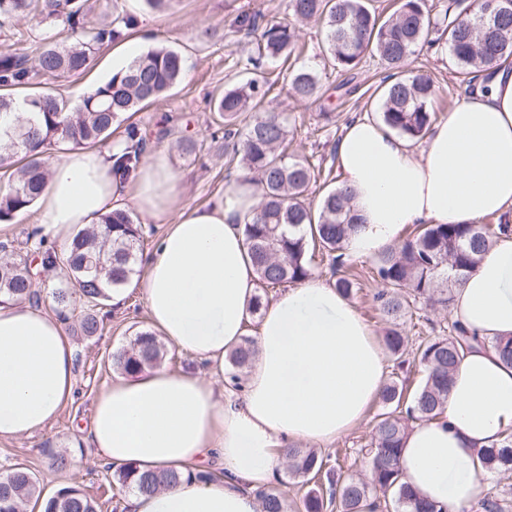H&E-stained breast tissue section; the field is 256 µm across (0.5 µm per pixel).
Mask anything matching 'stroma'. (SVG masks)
Listing matches in <instances>:
<instances>
[{
  "mask_svg": "<svg viewBox=\"0 0 512 512\" xmlns=\"http://www.w3.org/2000/svg\"><path fill=\"white\" fill-rule=\"evenodd\" d=\"M288 0H173L169 9L155 12L143 0H100V10L135 16L138 26L152 27L156 36L152 43H141L139 52L149 46H168L184 59L183 80L159 102L132 115L147 134H155L159 125H167L170 134L160 142L174 172L180 177L184 199L192 205H211L224 196L226 188L239 174L238 168H227L223 136L215 135V114L211 101L215 92L244 77L238 66L252 49L253 36L235 31L234 21L244 12H260L266 21L282 20ZM45 23L31 17L14 18L0 23V48L20 50L36 56L42 45ZM305 49L298 65L318 69L322 90L319 98L298 101L291 98L284 84L271 85L266 101L269 108L289 119L290 153L329 168L336 141L349 121L369 116L376 111V88L385 75L380 60L365 57L354 80L355 91H348L346 77L336 69L324 66L321 27L307 26L303 33ZM119 55L113 46H105L96 55L91 69L81 78L39 80V88L60 94L77 103L84 86L99 85L118 70ZM408 68L428 73L434 82L433 106L439 117H446L461 101L463 79L445 47L417 51L407 62ZM190 136L197 150L186 153L177 142ZM373 257L354 256L351 272L364 283L351 302L371 325L376 338H384L390 327L376 309L374 294L377 283L368 272ZM451 317L444 308L414 305L412 313L402 320V328L412 345L448 335ZM149 320L141 289H133L120 304L110 306L101 335L86 340L75 338L76 391L59 416L43 429L30 435L0 441V468L24 463L35 469L41 479L44 495L61 486L75 484L88 495L104 499L103 512H130L129 491L112 485L107 471L87 440L91 404L95 396L111 384L116 372L112 355L128 346L136 332L148 329ZM380 404H373L363 421L349 434L319 447L318 453L328 466L346 474H362L363 461L358 454L371 440ZM66 451L71 465L65 471L52 466L56 451Z\"/></svg>",
  "mask_w": 512,
  "mask_h": 512,
  "instance_id": "stroma-1",
  "label": "stroma"
}]
</instances>
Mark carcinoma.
Instances as JSON below:
<instances>
[{"mask_svg":"<svg viewBox=\"0 0 512 512\" xmlns=\"http://www.w3.org/2000/svg\"><path fill=\"white\" fill-rule=\"evenodd\" d=\"M98 0H0V19L39 16L70 31L71 42L45 39L42 51L32 60L25 53L0 50V115L13 109L16 93L28 90L40 75L72 77L85 73L101 47L123 36L134 25L131 16L100 13L94 25L87 17ZM289 18L262 25L258 13L240 14L237 30L261 31L255 51L246 58L245 69L258 71L270 61L288 60L301 50V24H321L323 49L337 69H358L365 55L385 65L381 81L379 118L386 127L417 143L437 122L431 78L404 69L429 30L440 31L461 70L469 76L501 59L512 58V0H448L442 14H432L427 0H398V6L380 20L369 0H288ZM183 77L181 54L158 47L140 55L131 64L99 85L96 92L75 106L63 97L43 92L25 96L30 116L6 126L0 124V172L7 182L0 187V224L28 210L44 188L50 164L49 146L90 147L104 145L124 116L140 111L163 97ZM291 95L300 101L318 95V73L310 67L284 69ZM267 95L256 79L239 81L213 99V111L224 123V139L232 142L227 164L252 175L261 190V201L245 224L243 235L261 284L280 286L301 283L312 276L311 261L320 249L330 261L335 287L351 296L362 283L347 267V240L363 227L353 209L349 191L334 186L324 191L317 211L306 204L308 191L317 181L316 167L307 159L286 151L287 119L263 108ZM147 143L138 125H125L122 144L111 155L112 172L123 181L133 180L143 164ZM512 230L498 222L489 224H425L399 245L379 252L370 279L382 285L374 294L380 313L400 318L410 312L402 291L427 304L450 302L453 287L471 273L494 237ZM143 226L125 210L101 217L98 224L79 231L67 249L59 253L43 238L30 236L26 254L6 241L0 242V303L28 301L38 305L39 272L64 266L70 286L51 293L54 307L68 320L74 299L85 314L79 323L82 335L93 337L103 330L101 315L112 289L123 287L135 273L142 251ZM408 337L397 330L385 336V345L403 368ZM469 348L463 330L452 324L451 334L427 340L418 347V359L426 375L411 397L404 382L394 376L380 395L370 447L361 449L372 461L371 478L363 480L324 469L323 459L311 449L288 452L289 473L314 484L304 499L305 512H377L393 507L396 512H448L447 507L420 497L400 481V452L413 420H432L448 400L453 372ZM255 355L254 343L246 338L230 355L231 365L242 370ZM166 348L147 331L135 334L130 347L112 355V365L122 374L140 372L162 364ZM489 471H512V434L499 445L481 453ZM213 472L179 473L174 470H140L126 466L112 474L116 484L135 493L151 494L186 478L210 480ZM40 479L25 464L0 472V512H25L33 498H41ZM261 512H288V501L277 489L257 492ZM43 512H98V504L79 486L60 487L42 498ZM483 512H509L512 498L484 497L477 503Z\"/></svg>","mask_w":512,"mask_h":512,"instance_id":"cac0c4a2","label":"carcinoma"}]
</instances>
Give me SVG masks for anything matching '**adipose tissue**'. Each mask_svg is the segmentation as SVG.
<instances>
[{"label": "adipose tissue", "instance_id": "ef3b65f1", "mask_svg": "<svg viewBox=\"0 0 512 512\" xmlns=\"http://www.w3.org/2000/svg\"><path fill=\"white\" fill-rule=\"evenodd\" d=\"M421 146L370 119L343 129L335 147L340 187L350 189L365 228L348 251L370 256L408 224H471L492 215L512 222V62L480 72ZM110 150L56 161L38 198L44 237L69 244L78 227L134 202L167 230L142 283L147 314L167 346L211 370L147 369L117 376L92 406L88 438L115 466L194 470L210 458L220 478L134 494L132 512H258L268 485L297 444L324 445L366 416L386 379L370 325L334 285L285 289L261 311L257 354L237 386L217 387L246 332L258 275L242 232L260 200L249 175L209 206L182 200L164 151L148 155L137 179L112 173ZM453 320L475 337L437 418L413 422L400 472L421 497L464 512L480 498V454L512 434V365L495 340L512 337V234L498 235L453 290ZM76 386L74 347L60 318L25 303L0 305V440L29 434L60 414Z\"/></svg>", "mask_w": 512, "mask_h": 512}]
</instances>
